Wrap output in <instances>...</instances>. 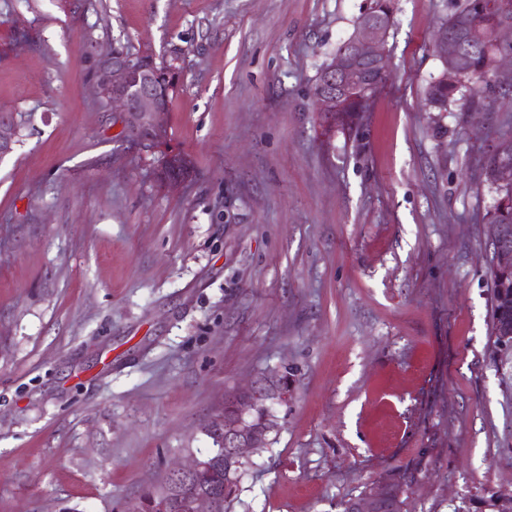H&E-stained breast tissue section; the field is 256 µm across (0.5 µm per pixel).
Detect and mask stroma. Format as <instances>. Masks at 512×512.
<instances>
[{
	"label": "stroma",
	"mask_w": 512,
	"mask_h": 512,
	"mask_svg": "<svg viewBox=\"0 0 512 512\" xmlns=\"http://www.w3.org/2000/svg\"><path fill=\"white\" fill-rule=\"evenodd\" d=\"M461 2L394 0L390 75L348 130L313 91L368 0H0V114L22 119L0 162V512H130L272 370L294 392L233 512L512 494L484 176L512 90L427 104ZM145 45L177 76L157 144L92 85L98 55Z\"/></svg>",
	"instance_id": "35a3bbf8"
}]
</instances>
